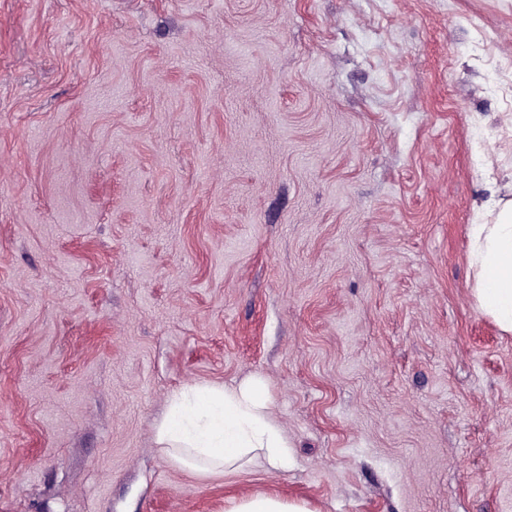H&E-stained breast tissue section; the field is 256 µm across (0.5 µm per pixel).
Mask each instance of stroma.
<instances>
[{"mask_svg":"<svg viewBox=\"0 0 512 512\" xmlns=\"http://www.w3.org/2000/svg\"><path fill=\"white\" fill-rule=\"evenodd\" d=\"M512 0H0V512H512ZM261 379L288 467L159 448ZM488 219L470 224L471 294L500 331L512 335V198H500ZM226 512H311L302 502H287L279 497L258 494L242 497L229 504Z\"/></svg>","mask_w":512,"mask_h":512,"instance_id":"obj_1","label":"stroma"}]
</instances>
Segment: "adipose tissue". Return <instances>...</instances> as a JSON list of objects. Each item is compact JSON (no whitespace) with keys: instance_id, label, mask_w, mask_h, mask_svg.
Here are the masks:
<instances>
[{"instance_id":"1","label":"adipose tissue","mask_w":512,"mask_h":512,"mask_svg":"<svg viewBox=\"0 0 512 512\" xmlns=\"http://www.w3.org/2000/svg\"><path fill=\"white\" fill-rule=\"evenodd\" d=\"M469 237L471 294L500 331L512 335V198L495 201L483 223L470 225ZM156 441L180 462L204 471L254 460L280 468L290 457V443L258 378L174 393L156 426Z\"/></svg>"}]
</instances>
